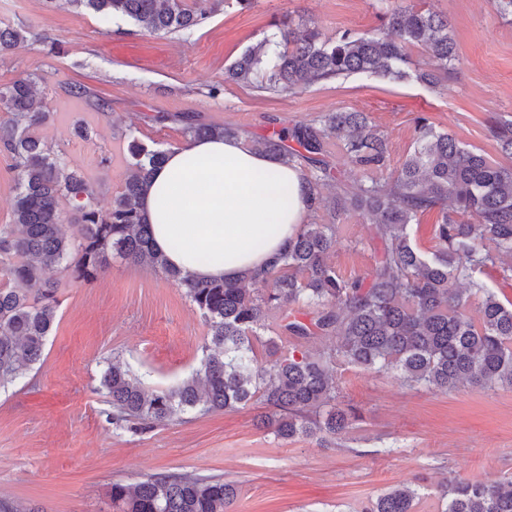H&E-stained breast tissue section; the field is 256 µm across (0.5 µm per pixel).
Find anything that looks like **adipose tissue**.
Returning a JSON list of instances; mask_svg holds the SVG:
<instances>
[{
	"instance_id": "obj_1",
	"label": "adipose tissue",
	"mask_w": 512,
	"mask_h": 512,
	"mask_svg": "<svg viewBox=\"0 0 512 512\" xmlns=\"http://www.w3.org/2000/svg\"><path fill=\"white\" fill-rule=\"evenodd\" d=\"M312 209L300 169L241 138L172 149L143 197L156 249L192 278L235 279L266 267Z\"/></svg>"
}]
</instances>
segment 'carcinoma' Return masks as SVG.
Listing matches in <instances>:
<instances>
[{
    "mask_svg": "<svg viewBox=\"0 0 512 512\" xmlns=\"http://www.w3.org/2000/svg\"><path fill=\"white\" fill-rule=\"evenodd\" d=\"M249 9L253 0H64L108 22L128 18L151 33L204 26L227 3ZM378 17L393 33L378 38L345 29L336 41L319 28L298 32L279 21L275 31L225 71L230 82L263 92H298L352 75L436 84L454 68L456 51L448 17L430 9L398 8L375 0ZM40 33L0 25V53ZM419 48L431 69H410L408 50ZM0 143L13 162L15 198L11 223L0 229V385L15 381L43 355L56 318L58 284L46 276L62 268L72 279L95 281L112 257L159 269L196 305L210 324L209 353L195 376L164 389H145L118 362L101 385L112 400L115 424L153 425L179 411L232 410L258 397L270 409L265 427L282 438L340 439L352 429L353 409L343 407L331 366L348 364L383 372L410 387L448 392L466 384L512 390V300L482 280L488 270L512 280V166L490 162L439 131L425 116L415 121V142L387 181L370 177L356 190L341 187L324 158L331 138L350 161L374 172L390 164L384 136L365 112H326L310 123L253 138L257 152L289 164L311 166L314 202L329 203L330 223L303 224L288 251L266 269L239 280H195L170 267L156 252L142 211V192L168 150L129 141L133 172L120 195L104 209L90 180L63 153L35 133L49 113L36 106L34 78L0 88ZM193 138H236V129L202 121L195 112L174 116ZM492 137L512 158V120L492 117ZM293 140L299 146L288 145ZM336 193L324 198L327 182ZM72 205L64 223L60 201ZM438 213L432 249L422 251L411 226ZM358 212L381 244L363 277L345 279L330 262L336 221ZM477 307L478 319L469 310ZM306 310L302 320L295 310ZM279 328L296 338L321 336L330 345L317 356L278 354L263 365L254 342L271 311ZM235 484L217 476L151 475L133 486L112 484L115 512H230ZM417 493L408 486L378 495L362 512H415ZM445 512H512V481H448Z\"/></svg>",
    "mask_w": 512,
    "mask_h": 512,
    "instance_id": "cac0c4a2",
    "label": "carcinoma"
}]
</instances>
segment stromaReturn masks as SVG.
<instances>
[{
    "instance_id": "stroma-1",
    "label": "stroma",
    "mask_w": 512,
    "mask_h": 512,
    "mask_svg": "<svg viewBox=\"0 0 512 512\" xmlns=\"http://www.w3.org/2000/svg\"><path fill=\"white\" fill-rule=\"evenodd\" d=\"M447 16L458 59L431 88L354 76L296 93L268 94L224 80L225 69L272 31L274 21L315 23L324 41L352 29L382 38L373 0H255L224 6L200 28L156 35L116 18L45 0H0V21L58 40L60 53L35 41L0 54V87L29 75L50 119L38 135L63 150L110 206L132 172L128 144H186L174 114L267 134L339 109L369 114L387 138L390 165L412 149L414 119L426 115L491 161L512 165L488 130L512 118V21L492 0H426ZM81 83L109 103L101 113L71 97ZM83 124L90 138L72 137ZM379 242L359 215L343 221L331 261L344 277L364 275ZM56 320L43 356L23 378L0 387V501L20 512H113V484L150 475L219 476L237 484L231 512H361L370 499L411 484L416 512H443L447 478H512V392L466 386L448 394L401 386L383 373L338 369L344 402L360 415L342 443L283 440L260 425V399L233 411L177 413L140 429L112 422L101 388L110 361L126 364L146 386L168 388L199 368L210 326L179 288L154 268L114 259L91 284L59 268Z\"/></svg>"
}]
</instances>
